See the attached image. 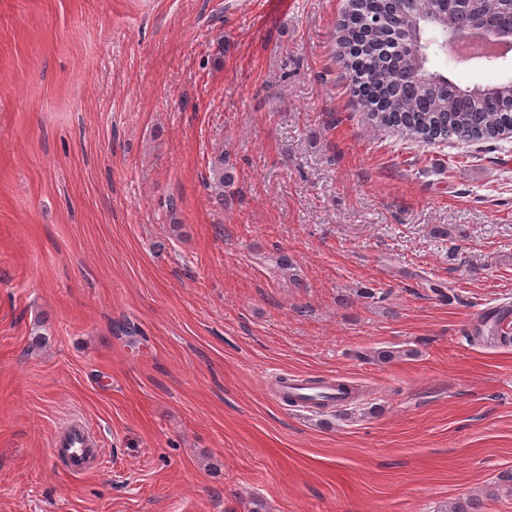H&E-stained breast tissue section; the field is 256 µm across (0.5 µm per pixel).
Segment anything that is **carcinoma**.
I'll return each mask as SVG.
<instances>
[{
	"mask_svg": "<svg viewBox=\"0 0 512 512\" xmlns=\"http://www.w3.org/2000/svg\"><path fill=\"white\" fill-rule=\"evenodd\" d=\"M433 10L444 12L448 29L460 31L478 20L512 31V0H362L360 16L345 15L337 35L338 56L351 74L360 104L379 125L427 143H486L512 128V78L494 84L465 85L432 65L448 52L434 36L416 32L412 20ZM422 38L421 67H413L404 46ZM233 176L224 165L212 169L208 186L215 203ZM483 494L448 504L446 512H481Z\"/></svg>",
	"mask_w": 512,
	"mask_h": 512,
	"instance_id": "obj_1",
	"label": "carcinoma"
}]
</instances>
